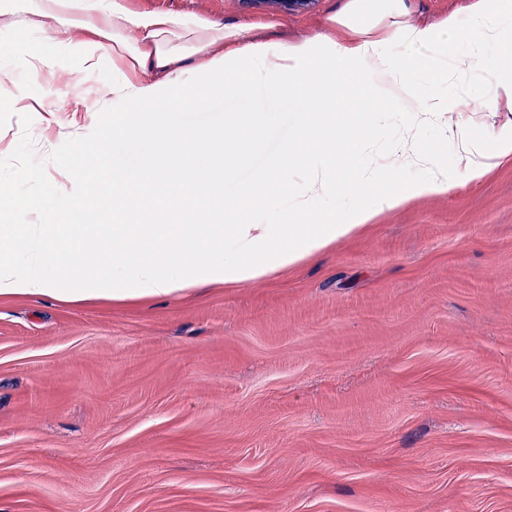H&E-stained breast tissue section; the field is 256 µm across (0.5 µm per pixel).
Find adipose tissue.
<instances>
[{"label": "adipose tissue", "mask_w": 512, "mask_h": 512, "mask_svg": "<svg viewBox=\"0 0 512 512\" xmlns=\"http://www.w3.org/2000/svg\"><path fill=\"white\" fill-rule=\"evenodd\" d=\"M469 23L460 27L448 16L439 27H423L406 19L404 0H347L330 16L328 33L292 44L249 41V25H224L201 17L130 11L125 0H0V15L12 30L25 33L18 51L32 81L54 73L61 59L74 60L71 84L111 62L117 78L102 86L101 101L112 104L119 118L112 130L139 129L154 145L174 152L180 136L161 113L143 120L146 106L175 96L193 104L210 75L224 77L227 92L263 96L295 95L310 104L306 134L318 136L322 118L331 113L329 91L353 97L349 122L370 124L376 113L406 117L400 134L381 151L375 164L358 173L361 183L397 168L406 177L362 206L351 188L341 185L327 166L280 172L241 186L242 199L264 197L270 186L292 195L297 211H321L319 224H116V242L153 240L162 247L158 259L123 251L106 257L112 274L103 278L83 265L79 224H1L0 238L13 243L11 258L0 260V298L23 296L64 302L155 301L200 287L237 288L264 280L329 251L336 242L363 232L382 214L426 196L447 194L468 182L482 181L494 169L512 163V131L504 130L481 145L472 135L476 113L492 103L478 94L448 98L454 75L491 72L512 86V69L490 70L475 51L448 62L452 43L476 41L512 52V0H470ZM419 72L424 83L411 80ZM437 126L441 139L453 146L452 164L425 153L421 133ZM167 179L166 191L153 198L157 211L219 206L230 213L233 202L218 195L207 166L198 165L191 183L176 171L157 166L153 179ZM150 180L128 177L121 169L99 177L97 191L122 207L139 205ZM69 267L60 277L57 266Z\"/></svg>", "instance_id": "obj_1"}]
</instances>
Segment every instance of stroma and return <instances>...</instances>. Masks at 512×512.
<instances>
[{
	"label": "stroma",
	"instance_id": "1",
	"mask_svg": "<svg viewBox=\"0 0 512 512\" xmlns=\"http://www.w3.org/2000/svg\"><path fill=\"white\" fill-rule=\"evenodd\" d=\"M345 0H172L166 13L294 43ZM466 0H406L467 23ZM37 159L99 116L92 72L28 79ZM475 136L512 130V90ZM0 512H512V165L385 213L368 233L240 288L174 300L0 301Z\"/></svg>",
	"mask_w": 512,
	"mask_h": 512
}]
</instances>
